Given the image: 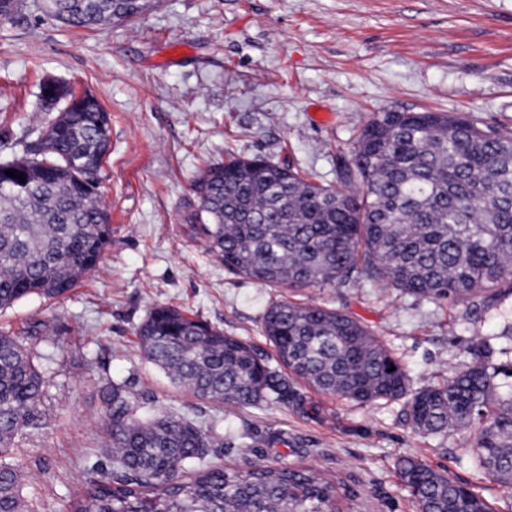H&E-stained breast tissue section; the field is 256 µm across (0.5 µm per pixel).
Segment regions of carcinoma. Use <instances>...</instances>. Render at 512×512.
<instances>
[{"instance_id": "cac0c4a2", "label": "carcinoma", "mask_w": 512, "mask_h": 512, "mask_svg": "<svg viewBox=\"0 0 512 512\" xmlns=\"http://www.w3.org/2000/svg\"><path fill=\"white\" fill-rule=\"evenodd\" d=\"M148 0H46L47 13L84 29L129 21ZM56 116L33 128L22 155L0 160V309L58 298L103 259L112 224L98 192L110 141L99 100L67 83L40 85ZM361 191L320 184L260 157L230 155L194 178L187 215L224 268L264 286L326 288L357 274L475 312L512 294V133L461 114L375 112L352 151ZM7 170L25 180L8 177ZM282 372L245 341L167 305L138 328L145 357L214 405L288 402L297 379L368 405L408 398L413 429L465 433L461 457L512 486V362L490 363L487 342L448 378L416 391L388 348L361 323L320 304H270L262 319ZM45 377L17 337L0 331V512H26L9 462L38 425ZM112 472H93L70 512H341L351 495L308 466L223 468L206 460L213 435L184 416L145 418L117 385L103 389ZM396 468L417 512H494L472 489L402 457Z\"/></svg>"}]
</instances>
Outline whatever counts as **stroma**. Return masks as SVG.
Listing matches in <instances>:
<instances>
[{
  "label": "stroma",
  "mask_w": 512,
  "mask_h": 512,
  "mask_svg": "<svg viewBox=\"0 0 512 512\" xmlns=\"http://www.w3.org/2000/svg\"><path fill=\"white\" fill-rule=\"evenodd\" d=\"M0 20V157L44 124L48 77L89 91L110 115L100 190L112 241L99 266L58 300L31 296L0 309L45 379L40 426L19 437L12 462L29 512H69L92 467L111 471L102 387L123 386L140 415L178 413L224 439L215 464L307 465L358 493L343 512H416L394 463L410 456L467 484L496 512L504 488L461 459L462 435L414 433L405 400L360 406L296 384L312 405L217 407L175 387L149 363L137 329L172 305L274 350L262 317L274 301L319 303L360 321L400 360L417 389L447 378L468 348H500L512 296L473 316L391 285L264 287L225 269L185 218L199 169L229 153L291 164L342 187L351 142L386 109L463 114L512 132V0H159L143 18L92 30L49 18L43 0ZM50 330H39L40 321Z\"/></svg>",
  "instance_id": "35a3bbf8"
}]
</instances>
